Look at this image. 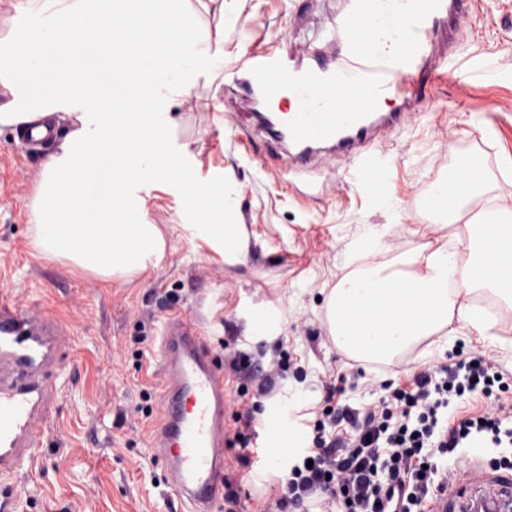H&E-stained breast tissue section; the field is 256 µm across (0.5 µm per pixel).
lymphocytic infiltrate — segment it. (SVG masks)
Segmentation results:
<instances>
[{
	"instance_id": "f902f5d3",
	"label": "lymphocytic infiltrate",
	"mask_w": 512,
	"mask_h": 512,
	"mask_svg": "<svg viewBox=\"0 0 512 512\" xmlns=\"http://www.w3.org/2000/svg\"><path fill=\"white\" fill-rule=\"evenodd\" d=\"M454 365L413 374L409 387H396L390 403L358 412H323L311 448L290 469L276 501L278 512H423L438 467L434 454L474 443L482 433L500 435L504 406L492 402L502 375L482 357L456 350ZM231 365L241 378L238 397L258 381L259 395L272 393L286 371L285 359L266 360L235 353ZM477 393L490 403L483 415L450 426L443 410L449 395ZM346 420L354 439L327 434Z\"/></svg>"
}]
</instances>
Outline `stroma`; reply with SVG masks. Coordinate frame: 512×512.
I'll return each instance as SVG.
<instances>
[{"label": "stroma", "mask_w": 512, "mask_h": 512, "mask_svg": "<svg viewBox=\"0 0 512 512\" xmlns=\"http://www.w3.org/2000/svg\"><path fill=\"white\" fill-rule=\"evenodd\" d=\"M340 0H224V61L236 63L260 51L325 48ZM459 53L476 65L499 61L489 83L465 85L453 78H419L420 114L370 150L366 167L339 158L318 169L282 171L278 145L250 105L230 93L215 96L209 82L193 89L194 102L169 101L161 122L181 127L179 161L196 175L236 184L240 222L267 239L268 253L248 265L227 267L209 252H195L170 237L159 267L132 284L105 283L61 262L36 256L29 246L32 188L51 146L34 149L11 127H0V283L22 305L61 318L68 326L57 361L48 371L54 386L47 412L53 427L33 458L14 474L0 476L6 512H185L165 483L153 455L151 431L160 409V329L167 314L196 317L213 353L258 354L265 337L247 324L257 308L280 297L292 312L278 344L293 366L274 391L305 383L306 401L296 405L284 433L299 431L312 442L313 425L325 406L362 410L389 399V384H407L429 366L425 356L377 370L369 358H349L326 336L317 316L322 288L338 273L336 255L360 224H399L370 263L386 265L422 243L421 229L434 220L445 236L457 224L428 217V200L448 193L454 156L470 158L486 172L481 204L512 209V0H471L466 23L452 33ZM387 171L386 190L402 206L392 215L373 197L368 169ZM144 219L159 227L181 223L187 203L175 183L145 184ZM310 290L294 294L295 285ZM485 347L461 333L465 354L493 362L507 387L500 401L512 413V336L494 328ZM305 368H297V361ZM243 450L224 451V474L240 484L233 512H273L283 472L296 456L241 465ZM448 473L470 466L485 493L488 480L512 478V447L483 439L481 447L438 456Z\"/></svg>", "instance_id": "stroma-1"}]
</instances>
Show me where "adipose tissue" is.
Returning <instances> with one entry per match:
<instances>
[{
	"label": "adipose tissue",
	"instance_id": "ef3b65f1",
	"mask_svg": "<svg viewBox=\"0 0 512 512\" xmlns=\"http://www.w3.org/2000/svg\"><path fill=\"white\" fill-rule=\"evenodd\" d=\"M15 12L0 35V126L24 128L45 118L65 122L29 203L30 240L42 257L84 270L105 282L129 283L163 260L168 235H188L195 250L206 249L225 265L246 264L261 241L247 225L228 220L227 184L198 178L168 157L152 129L139 124V108L154 112L158 99L187 97L197 76L223 74V29L209 19L224 0H73L47 10L45 0H15ZM90 37L121 51L142 39H160L163 55L146 59L145 72L129 79L110 68H61L51 53L78 26ZM108 113L89 119L93 104ZM135 179L179 182L193 217L168 229L140 222L123 186ZM485 186L482 166L460 159L449 194L428 207L456 218L459 200L475 198ZM389 224H364L340 252L344 272L321 307L328 336L345 353L392 359L419 342L431 356L448 348L451 323L488 336L494 326L475 310L478 285L512 301V210L493 208L466 220L454 239L426 242L401 261L375 267L365 256L378 251ZM470 251L458 265L459 249Z\"/></svg>",
	"mask_w": 512,
	"mask_h": 512
}]
</instances>
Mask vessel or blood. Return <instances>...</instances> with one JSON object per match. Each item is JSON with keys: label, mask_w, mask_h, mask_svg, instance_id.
<instances>
[{"label": "vessel or blood", "mask_w": 512, "mask_h": 512, "mask_svg": "<svg viewBox=\"0 0 512 512\" xmlns=\"http://www.w3.org/2000/svg\"><path fill=\"white\" fill-rule=\"evenodd\" d=\"M466 0H404L386 13L381 0H346L336 21L331 54L257 53L224 69L225 89H238L270 112L276 141L292 163L330 161L336 153L361 156L381 131L406 123L419 103L417 78L425 72L479 77L460 67L454 51H435L448 29L464 22ZM378 24L406 27L405 42L380 46L360 32ZM399 102L381 111L378 99ZM328 103L311 112L305 101ZM67 333L65 324L0 291V474L31 457L50 421L44 405L52 387L43 372ZM159 356L163 393L151 446L165 466L172 494L188 512H214L224 499V416L227 392L222 365L195 321L177 312L163 324Z\"/></svg>", "instance_id": "b4317fda"}]
</instances>
